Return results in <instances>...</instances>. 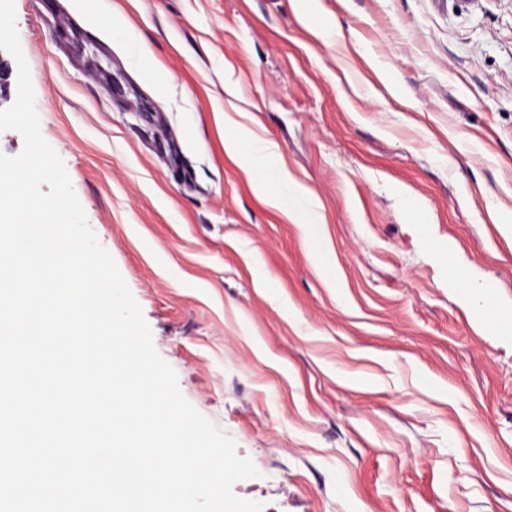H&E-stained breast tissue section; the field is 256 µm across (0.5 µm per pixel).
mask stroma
<instances>
[{"label":"stroma","mask_w":512,"mask_h":512,"mask_svg":"<svg viewBox=\"0 0 512 512\" xmlns=\"http://www.w3.org/2000/svg\"><path fill=\"white\" fill-rule=\"evenodd\" d=\"M14 6L43 138L182 394L259 471L234 495L512 512V331L456 286L512 309V0ZM277 168L280 208L253 180Z\"/></svg>","instance_id":"35a3bbf8"}]
</instances>
